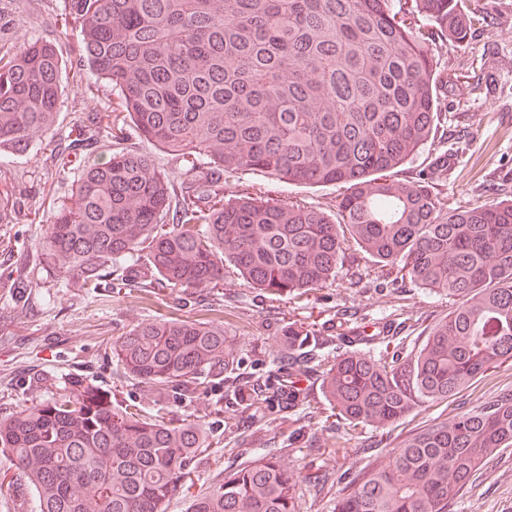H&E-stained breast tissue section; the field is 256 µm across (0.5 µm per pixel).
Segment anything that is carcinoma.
I'll list each match as a JSON object with an SVG mask.
<instances>
[{"mask_svg":"<svg viewBox=\"0 0 512 512\" xmlns=\"http://www.w3.org/2000/svg\"><path fill=\"white\" fill-rule=\"evenodd\" d=\"M424 21L420 26L417 21ZM60 33L78 32L74 77L87 66L119 111L80 121L51 151L61 172L82 167L44 224L38 262L72 275L74 288L112 283L142 292L218 288L232 268L260 291L295 295L336 281L349 254L371 277L448 296L452 306L416 351L390 326L333 338L288 325V354L274 370L239 372L224 327L179 318L141 322L112 343V357L153 393H194L198 380L233 388L213 412L264 404L285 419L310 406L320 382L340 437L383 431L425 402L446 401L512 359V191L448 206L426 176L398 179L427 143L448 139V80L436 44L461 43L472 19L461 0H63ZM62 57L52 40L0 42V150L29 152L55 135L63 107ZM142 142L129 143L127 123ZM108 159L85 163L89 148ZM181 163L165 174L159 154ZM344 188L336 217L250 192L224 197V173ZM21 210L0 163V224ZM378 341V355L358 345ZM346 344L325 369L322 353ZM198 420L145 416L92 380L0 417V454L33 492L31 512H166L189 488L210 446ZM512 448V393L409 434L385 458L336 476L333 512H450L483 462ZM258 456L228 472L192 512H299L302 484L325 487Z\"/></svg>","mask_w":512,"mask_h":512,"instance_id":"obj_1","label":"carcinoma"}]
</instances>
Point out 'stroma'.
Wrapping results in <instances>:
<instances>
[{"label":"stroma","instance_id":"stroma-1","mask_svg":"<svg viewBox=\"0 0 512 512\" xmlns=\"http://www.w3.org/2000/svg\"><path fill=\"white\" fill-rule=\"evenodd\" d=\"M473 16L469 38L435 53L439 71L457 74L461 83L448 94V141L425 145L412 161L399 168L401 178L443 162L448 166L445 190L451 206L486 202L484 186L512 179V0H465ZM58 0H0V40L23 44L36 38L56 40L70 52L75 33L59 35L54 27ZM87 75L85 84L68 85L59 117V132L79 119L105 111L112 90ZM46 150L12 158L20 208L49 203L67 194L78 170L53 174L44 160ZM264 193L283 201L334 211L343 190L337 185L306 187L274 181L259 172H228L224 193ZM0 234L17 244L18 278L0 280V415L50 397L77 377L92 379L112 390L123 403L166 417L203 420L212 433V446L195 462V484L190 493L171 500L166 512H190L193 495L223 482L224 470L235 464L233 449L247 448L252 455L277 456L291 470L315 463L336 471L352 461L365 460L376 447L386 454L411 432L478 406L512 390V360L477 378L454 400L424 403L389 432L369 430L346 443H338L335 429L325 420V401L318 385H311L312 407L296 409L290 420L270 415L263 406L243 412L214 415L216 398L208 384L195 397L153 396L131 379L112 357V343L134 325L158 317L214 322L223 325L235 341L241 371L269 369L282 353L289 324L334 326L339 311L350 322L374 333L383 323L400 324L410 346L421 345L431 326L448 312L446 296L409 286L382 288L371 280L361 288L329 284L288 298L260 294L235 273L224 276L220 288L193 292L180 288L161 294L136 290L113 293L109 283L97 291L65 287L64 275L43 270L25 271L28 257L36 254L42 227L38 224H0ZM304 427L312 447L293 444L290 432ZM451 512H512V448L504 449L479 470L477 479L456 500Z\"/></svg>","mask_w":512,"mask_h":512}]
</instances>
